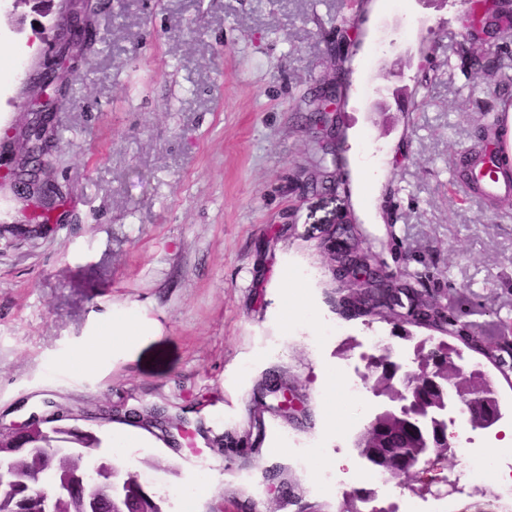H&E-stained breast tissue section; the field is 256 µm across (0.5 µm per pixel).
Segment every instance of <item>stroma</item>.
<instances>
[{
	"label": "stroma",
	"mask_w": 512,
	"mask_h": 512,
	"mask_svg": "<svg viewBox=\"0 0 512 512\" xmlns=\"http://www.w3.org/2000/svg\"><path fill=\"white\" fill-rule=\"evenodd\" d=\"M497 0H90L91 39L66 51L57 97L54 179L62 223L0 237V423L50 404L72 410L166 409L203 434L179 444L121 423L86 427L101 452L149 477L182 512H336L361 489L353 446L376 399L324 395L333 368L363 371L360 346L396 320L346 319L324 239L341 218L387 271L418 276L460 326L497 335L512 322V205L457 188L456 163L512 89L474 68L496 57L512 76V19ZM27 12L0 23V162L21 156L36 97L29 70L56 54ZM347 44L332 56L339 25ZM335 79L336 133L305 121ZM386 89L387 108L375 107ZM336 151V192L310 189L312 149ZM128 318L149 336L121 340ZM345 333L326 342V323ZM277 375L304 402L296 418L262 409ZM323 446L317 467L296 453ZM281 473L282 497L266 479ZM341 492L320 489L321 472ZM470 463L449 457L453 493L417 497L396 477L380 500L418 498L421 512H465Z\"/></svg>",
	"instance_id": "obj_1"
}]
</instances>
